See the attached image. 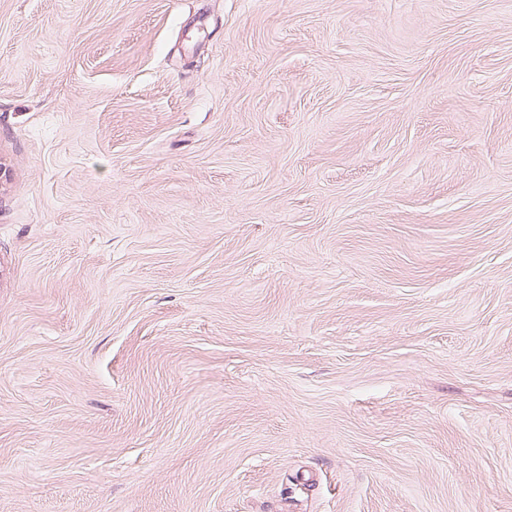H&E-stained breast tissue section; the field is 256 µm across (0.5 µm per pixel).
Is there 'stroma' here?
I'll return each instance as SVG.
<instances>
[{"mask_svg": "<svg viewBox=\"0 0 512 512\" xmlns=\"http://www.w3.org/2000/svg\"><path fill=\"white\" fill-rule=\"evenodd\" d=\"M0 512H512V0H0Z\"/></svg>", "mask_w": 512, "mask_h": 512, "instance_id": "35a3bbf8", "label": "stroma"}]
</instances>
